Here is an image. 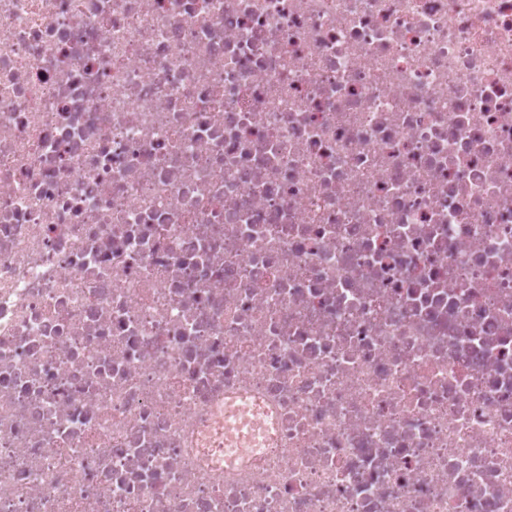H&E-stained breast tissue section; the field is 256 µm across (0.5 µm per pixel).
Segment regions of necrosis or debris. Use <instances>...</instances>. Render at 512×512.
Segmentation results:
<instances>
[{
    "label": "necrosis or debris",
    "mask_w": 512,
    "mask_h": 512,
    "mask_svg": "<svg viewBox=\"0 0 512 512\" xmlns=\"http://www.w3.org/2000/svg\"><path fill=\"white\" fill-rule=\"evenodd\" d=\"M0 512H512V0H0Z\"/></svg>",
    "instance_id": "obj_1"
}]
</instances>
